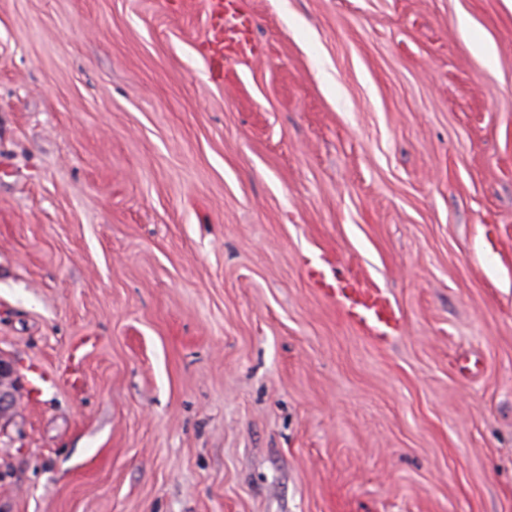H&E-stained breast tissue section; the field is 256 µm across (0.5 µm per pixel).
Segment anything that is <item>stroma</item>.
Returning <instances> with one entry per match:
<instances>
[{"mask_svg": "<svg viewBox=\"0 0 512 512\" xmlns=\"http://www.w3.org/2000/svg\"><path fill=\"white\" fill-rule=\"evenodd\" d=\"M210 5L0 0V512H512V0ZM238 20V13L235 10L234 2L232 0L226 1L225 4L220 0L215 1L210 28L214 49L220 56L235 58L246 55V44L226 40L224 41V32H234L239 25ZM336 258L332 277L321 265L309 266L308 274L317 289L336 298L346 320L376 344L388 345L402 331L403 315L388 291L367 281L357 271H341ZM15 368L11 361L0 358V417L7 416L17 404Z\"/></svg>", "mask_w": 512, "mask_h": 512, "instance_id": "35a3bbf8", "label": "stroma"}]
</instances>
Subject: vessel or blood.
Returning <instances> with one entry per match:
<instances>
[{
    "instance_id": "vessel-or-blood-1",
    "label": "vessel or blood",
    "mask_w": 512,
    "mask_h": 512,
    "mask_svg": "<svg viewBox=\"0 0 512 512\" xmlns=\"http://www.w3.org/2000/svg\"><path fill=\"white\" fill-rule=\"evenodd\" d=\"M239 25L233 0H215L211 22L212 42L220 56L235 58L245 55L247 46L225 40V32L235 31ZM331 258L309 267L308 274L319 291L335 298L346 320L365 336L380 345H388L402 331L403 315L386 289L367 281L357 271L349 269L328 274Z\"/></svg>"
}]
</instances>
